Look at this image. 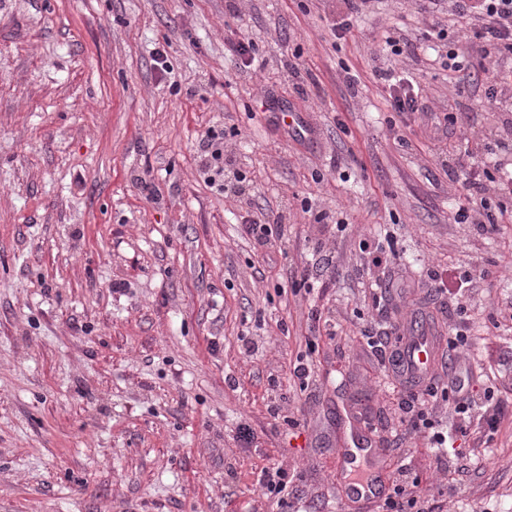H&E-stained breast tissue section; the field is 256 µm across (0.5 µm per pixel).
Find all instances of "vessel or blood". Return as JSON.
Masks as SVG:
<instances>
[{
    "label": "vessel or blood",
    "instance_id": "b4317fda",
    "mask_svg": "<svg viewBox=\"0 0 512 512\" xmlns=\"http://www.w3.org/2000/svg\"><path fill=\"white\" fill-rule=\"evenodd\" d=\"M435 348L436 344L427 326L414 324L412 335L404 339L399 362L414 379L425 378L432 371ZM360 439L362 447L359 451L347 448L340 456V462L345 466L340 476L344 480L345 494L351 501L376 499L386 483L381 466L382 456L375 447L373 437L364 433Z\"/></svg>",
    "mask_w": 512,
    "mask_h": 512
}]
</instances>
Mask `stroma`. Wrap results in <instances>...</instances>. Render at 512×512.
Returning <instances> with one entry per match:
<instances>
[{
    "mask_svg": "<svg viewBox=\"0 0 512 512\" xmlns=\"http://www.w3.org/2000/svg\"><path fill=\"white\" fill-rule=\"evenodd\" d=\"M345 12L343 0H0V512H281L259 485L274 465L296 512H376L348 503L336 476L363 419L390 480L446 486L435 512H512V224L488 236L449 223L447 175L475 142L500 157L505 133L482 90L436 61L415 0H380L339 38ZM383 28L416 47L402 67L424 111L397 116L373 80L389 63ZM232 33L254 42L251 67L225 47ZM461 111L470 125L448 134ZM212 126L224 182L242 171V193L205 181L197 149ZM265 206L285 226L268 248L241 227ZM384 239L398 259L370 270ZM314 262L318 287L293 292ZM439 266L484 277L440 299ZM416 311L442 337L468 336L458 365L474 397L499 403L497 432L466 437L434 405L455 441L443 471L403 431L402 390L367 343ZM316 314L332 335L310 334Z\"/></svg>",
    "mask_w": 512,
    "mask_h": 512,
    "instance_id": "stroma-1",
    "label": "stroma"
}]
</instances>
